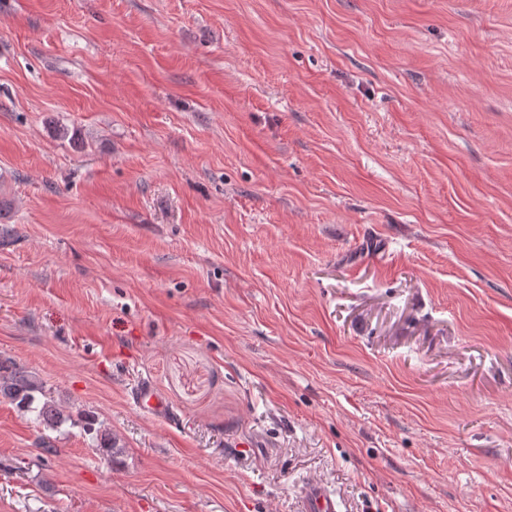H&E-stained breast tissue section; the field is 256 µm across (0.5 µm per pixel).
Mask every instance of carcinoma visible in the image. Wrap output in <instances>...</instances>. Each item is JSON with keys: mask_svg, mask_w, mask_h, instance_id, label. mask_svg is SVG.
<instances>
[{"mask_svg": "<svg viewBox=\"0 0 512 512\" xmlns=\"http://www.w3.org/2000/svg\"><path fill=\"white\" fill-rule=\"evenodd\" d=\"M0 397L22 412L36 411V420L56 429L67 420L62 405L47 396L40 378L10 357L0 355Z\"/></svg>", "mask_w": 512, "mask_h": 512, "instance_id": "1", "label": "carcinoma"}]
</instances>
